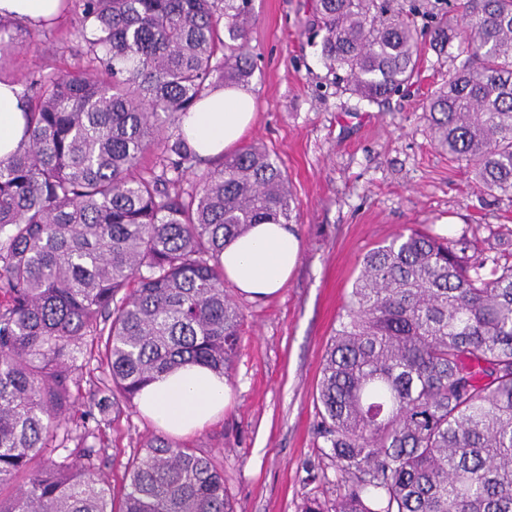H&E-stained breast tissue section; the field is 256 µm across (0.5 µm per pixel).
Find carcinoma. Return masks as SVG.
<instances>
[{"label":"carcinoma","mask_w":512,"mask_h":512,"mask_svg":"<svg viewBox=\"0 0 512 512\" xmlns=\"http://www.w3.org/2000/svg\"><path fill=\"white\" fill-rule=\"evenodd\" d=\"M78 4L83 63L23 84L26 135L0 158V512H234L213 458L154 434L115 489L96 440L164 374L228 375L242 314L224 244L292 221L272 152L214 165L182 130L216 87L251 83V0ZM312 10L321 58L354 94L413 83L419 6ZM463 20L431 27L434 50L457 54L426 120L481 188L512 194V0H466ZM88 337L99 378L79 363ZM84 381L96 390L79 404ZM316 405L328 463L313 479L336 492L305 512H512V251L409 229L365 253Z\"/></svg>","instance_id":"1"}]
</instances>
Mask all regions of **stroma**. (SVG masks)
Returning <instances> with one entry per match:
<instances>
[{
    "instance_id": "1",
    "label": "stroma",
    "mask_w": 512,
    "mask_h": 512,
    "mask_svg": "<svg viewBox=\"0 0 512 512\" xmlns=\"http://www.w3.org/2000/svg\"><path fill=\"white\" fill-rule=\"evenodd\" d=\"M253 8L255 119L241 142L266 146L286 172L301 253L274 296L252 299L225 282L243 315L230 402L185 442L223 466L235 512H302L307 498L332 495L310 479L322 462L313 396L363 255L407 228L465 233L512 251V194L477 188L466 163L431 138L423 107L452 72L449 58L423 46L412 86L370 102L324 65L310 0H253ZM77 11L71 0L58 23L13 25L8 76L21 85L41 66L73 70L85 47ZM157 431L136 410L114 418L103 458L113 486Z\"/></svg>"
}]
</instances>
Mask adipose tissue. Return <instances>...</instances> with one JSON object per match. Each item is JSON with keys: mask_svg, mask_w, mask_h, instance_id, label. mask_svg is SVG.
<instances>
[{"mask_svg": "<svg viewBox=\"0 0 512 512\" xmlns=\"http://www.w3.org/2000/svg\"><path fill=\"white\" fill-rule=\"evenodd\" d=\"M60 0H0V18L38 24L54 18ZM26 110L18 86L0 82V157L21 140ZM254 118L253 101L242 89H215L183 121L189 145L200 155L217 156L235 147ZM301 251L288 225L257 224L224 246V276L252 298L276 294L287 283ZM228 390L222 375L188 365L159 378L139 395L140 412L166 433L185 436L223 413Z\"/></svg>", "mask_w": 512, "mask_h": 512, "instance_id": "1", "label": "adipose tissue"}]
</instances>
